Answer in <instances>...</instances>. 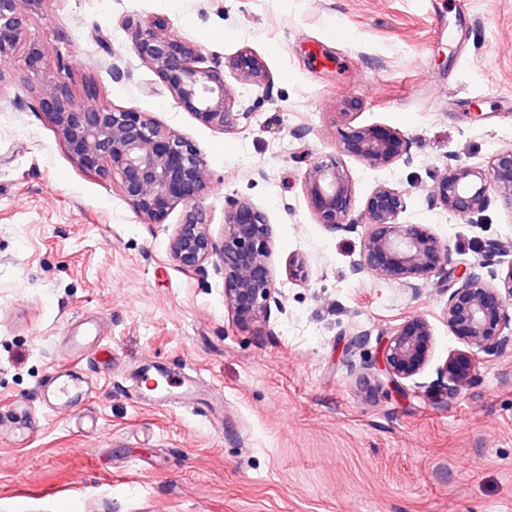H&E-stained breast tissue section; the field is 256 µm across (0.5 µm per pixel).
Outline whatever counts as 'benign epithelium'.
<instances>
[{
	"label": "benign epithelium",
	"mask_w": 512,
	"mask_h": 512,
	"mask_svg": "<svg viewBox=\"0 0 512 512\" xmlns=\"http://www.w3.org/2000/svg\"><path fill=\"white\" fill-rule=\"evenodd\" d=\"M42 2L0 0V62H10L17 49L27 45L26 65L41 75L39 106L49 113L74 163L103 177L118 176L126 202L147 224L163 223L171 209L183 205L184 222L169 244L172 260L182 268L197 269L219 256L225 302L233 318L240 325L263 326L271 307H281L265 216L244 200L229 201L224 210V237L216 244L201 206L208 179L194 144L141 112L106 104H74L68 85L48 75L41 45L26 42V15L21 6L32 11ZM162 27L161 22L152 21L135 33L132 49L137 58L202 123L230 127L235 114L230 110L232 91L224 80V69L217 64L202 66L199 45L175 39L162 32ZM229 65L243 84L267 82L262 60L249 47L241 48ZM347 149L375 169L412 161L408 140L392 129H354ZM304 190L318 223L334 231L355 227L348 221L352 182L336 157L327 155L310 165ZM493 191L512 207V146L498 151L487 169L466 163L448 166L429 203L475 224L490 207ZM403 209L400 191L385 184L374 188L366 201L363 248L352 274L371 273L387 279L436 276L448 294L443 315L455 335L479 352L498 353L512 346V336L502 334L512 306V264L505 270L495 267V257L504 252V245H485L474 270L457 274L447 269L449 248L439 235L418 224L398 222ZM431 348L430 325L415 318L386 338L374 369L387 379L388 386L398 389L402 380L423 372ZM470 364L471 357L462 354L437 368V383L447 395L453 397L463 387Z\"/></svg>",
	"instance_id": "obj_1"
}]
</instances>
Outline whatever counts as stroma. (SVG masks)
Masks as SVG:
<instances>
[{
  "mask_svg": "<svg viewBox=\"0 0 512 512\" xmlns=\"http://www.w3.org/2000/svg\"><path fill=\"white\" fill-rule=\"evenodd\" d=\"M156 17L207 61L245 46L262 58L267 85L224 73L234 127L202 123L135 56L136 25ZM27 28L63 61L75 104L129 108L193 142L215 241L228 200L265 215L282 306L264 329L238 326L218 258L188 271L170 257L184 207L144 223L118 180L77 167L15 58L0 70V512H512V349L477 353L447 398L436 369L467 346L435 278L351 273L381 183L402 192L401 223L448 245L451 268L493 240L512 264L511 207L470 224L428 203L446 164L486 168L512 145V0H44ZM350 126L400 131L412 163L340 153ZM335 153L350 231L318 224L304 193L310 163ZM416 317L433 349L398 394L373 364ZM82 324L112 373L76 366L93 387L75 417L39 388ZM148 364L191 379L197 409L131 397Z\"/></svg>",
  "mask_w": 512,
  "mask_h": 512,
  "instance_id": "obj_1",
  "label": "stroma"
}]
</instances>
